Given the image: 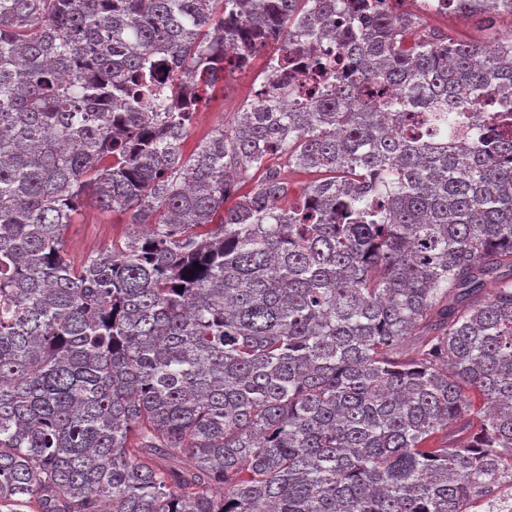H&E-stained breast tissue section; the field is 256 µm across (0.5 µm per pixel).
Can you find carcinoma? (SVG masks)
Returning <instances> with one entry per match:
<instances>
[{"mask_svg": "<svg viewBox=\"0 0 512 512\" xmlns=\"http://www.w3.org/2000/svg\"><path fill=\"white\" fill-rule=\"evenodd\" d=\"M424 24L0 0V512H470L512 483V32ZM322 36L336 54L293 68ZM263 48L271 95L184 156ZM87 197L131 232L76 264Z\"/></svg>", "mask_w": 512, "mask_h": 512, "instance_id": "carcinoma-1", "label": "carcinoma"}]
</instances>
